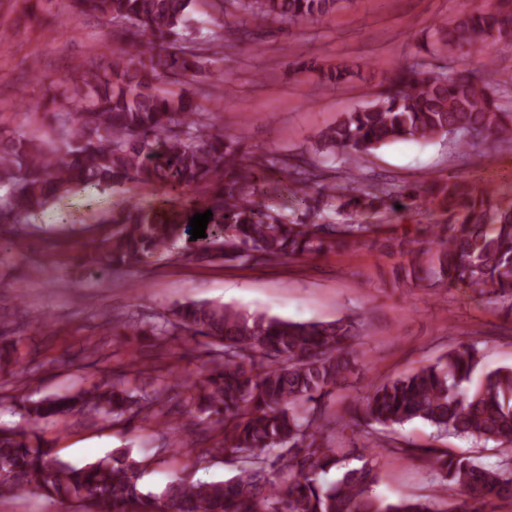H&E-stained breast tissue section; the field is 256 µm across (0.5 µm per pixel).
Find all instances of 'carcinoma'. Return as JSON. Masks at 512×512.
Returning <instances> with one entry per match:
<instances>
[{
    "mask_svg": "<svg viewBox=\"0 0 512 512\" xmlns=\"http://www.w3.org/2000/svg\"><path fill=\"white\" fill-rule=\"evenodd\" d=\"M205 2L214 28L202 33L190 13ZM342 0H235L239 21L224 23L223 0H74L75 9L122 25L124 46L105 64L77 68L78 80L58 82L71 104L53 113V135L0 128V222L22 225L51 201L85 185L149 189L184 195L178 209L129 201L94 223L112 230L95 249L110 267H137L172 257L189 237V219L211 210L196 261L320 256L369 240L399 201L448 213L431 264L413 270L437 289L467 288L508 304L512 313V206L487 188L444 182L392 190L360 181L364 156L394 142L454 139L512 143V110L500 85L469 70L441 73L423 65L397 68L372 101L342 113L315 137L311 155L267 160L224 132L211 112H199L189 85L214 47L247 37V21L308 22L330 15ZM434 52L452 57L487 43L512 41V8L475 9L436 25ZM345 164L341 184L323 182L318 162ZM279 167L287 180L269 179ZM298 198L288 217L268 200ZM346 224L319 223L326 208ZM114 336L201 337L208 359L201 378L170 384L162 374L151 389L120 374L77 394L33 399L0 394L18 407L20 428L0 429V500L31 492L66 502L71 512H474L476 505L512 498V366L486 369L475 344L459 342L433 364L371 386L344 413L329 408L336 387L356 369L351 343L360 332L350 316L291 321L223 303L187 302L148 326L105 322ZM0 371L28 373L16 349L0 347ZM153 421L169 427L192 415L200 440L175 448L200 464L210 456L250 460L228 479L192 483L175 477L148 489L151 460L116 448L86 463L61 458L38 434L42 421L61 416ZM422 420L440 434L496 444L501 460L437 448L420 453L436 470L441 492L456 499H388L374 493L371 460L350 467L326 433L358 429L377 447L396 426ZM210 442L209 446L197 444Z\"/></svg>",
    "mask_w": 512,
    "mask_h": 512,
    "instance_id": "carcinoma-1",
    "label": "carcinoma"
}]
</instances>
